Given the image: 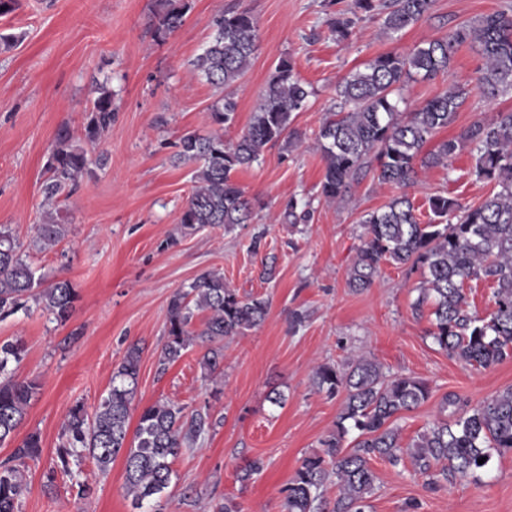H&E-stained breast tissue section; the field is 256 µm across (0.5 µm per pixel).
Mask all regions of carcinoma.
<instances>
[{
	"label": "carcinoma",
	"mask_w": 512,
	"mask_h": 512,
	"mask_svg": "<svg viewBox=\"0 0 512 512\" xmlns=\"http://www.w3.org/2000/svg\"><path fill=\"white\" fill-rule=\"evenodd\" d=\"M432 0H354L353 7L338 10L328 25L345 39L358 13L384 14L383 28L394 35L423 19ZM190 10L189 0H157V29L167 35L179 29ZM212 37L195 61V69L218 89L226 90L248 70L258 48L256 22L246 9L226 10L209 22ZM469 45L480 56L474 85L455 84L426 101L420 108L400 109L401 90L415 80H433L448 72L453 54ZM488 98L512 91V15L493 12L474 24L448 28L443 36L408 52L387 51L350 72L338 83L336 99L327 109L316 149L325 162L320 195L327 202L343 200L349 184L368 171L379 182L407 186L417 182L419 170L444 165L467 148L475 157V174L498 190L477 206H463L442 195L428 199L430 222H419L413 202L405 195L392 198L382 209L365 214V240L353 264L349 287L360 290L374 283L383 263L420 270L413 315L425 308L434 316L433 342L449 355L472 366L488 369L512 357V111L494 120H477L458 136L424 151L433 134L454 120L472 91ZM313 90L295 72L291 58L278 61L246 131L237 141H224V125L233 121L237 102L223 95L212 107L211 119L219 129L208 136L188 133L181 137L177 159L197 164L193 191L180 217L187 230L206 225L247 224L253 204L233 180V173L258 161L262 150L279 142L287 147L301 141L292 128V115L303 110ZM115 108L112 90L103 86L87 116L85 137L97 142L112 128ZM88 165L87 151L62 128L46 161L44 185L48 201L71 193ZM311 219L308 204L290 198L283 220L305 224ZM65 235L64 225L51 219L36 225L41 249L56 245ZM20 243L0 229V316L11 315L32 301L66 321L77 294L67 280L48 282L35 276L19 256ZM484 280L492 287L493 310L480 317L469 309L464 291L468 280ZM207 310L205 328H191L194 311ZM269 309L263 297L241 296L226 287L224 274L200 273L168 303L167 339L159 365L179 361L197 338L211 346L201 359L207 371L224 360L221 342L260 326ZM25 349L20 341L0 345V444L11 441L40 391L35 379L18 380L12 366ZM141 348H127L112 373L107 396L93 414L76 403L64 422L66 441L57 449L58 467L46 473L54 483L57 471L71 472L70 462L91 457L107 470L119 454L125 458V486L140 512H157L155 504L172 483L173 461L192 447L212 427L209 414H186L174 401L144 408L133 440H128L131 404L139 376ZM314 384L329 395L345 393L336 422V434L322 442L323 450L305 457L285 489L284 512H367L376 489L371 461L393 467L410 461L425 486L437 490L456 480H481L494 456L512 452V387H507L451 420L439 418L411 443L401 442L396 417L412 411L431 397L429 383L417 376L391 377L377 362L360 357L342 367L316 368ZM357 432L352 446L342 445ZM42 452L39 433L31 432L0 463V512H17L27 489L21 466ZM486 458L482 464L481 458ZM336 478L339 493L332 506L323 497L325 484Z\"/></svg>",
	"instance_id": "cac0c4a2"
}]
</instances>
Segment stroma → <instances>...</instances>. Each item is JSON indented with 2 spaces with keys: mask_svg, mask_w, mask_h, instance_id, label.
Instances as JSON below:
<instances>
[{
  "mask_svg": "<svg viewBox=\"0 0 512 512\" xmlns=\"http://www.w3.org/2000/svg\"><path fill=\"white\" fill-rule=\"evenodd\" d=\"M353 0H191L181 28L155 36V0H15L0 15V226L21 244L24 258L46 279L70 281L78 298L69 319L57 323L41 306L0 318V343L21 340L26 348L18 378H38L41 389L19 428L36 432L42 454L24 468L27 491L18 512H133L124 465L115 460L100 471L91 458L45 475L64 441L63 423L75 403L94 412L112 373L130 345L142 349L132 416L160 400L187 411L209 410L213 426L173 463L176 477L161 501L162 512H213L235 502L240 512H283V488L304 457L320 451L336 431L343 396L331 397L313 384L315 369L339 365L353 355L378 362L391 376L414 375L432 389L429 401L402 413L403 443L439 416L444 396L474 407L512 386V358L478 369L451 357L433 342L430 316L416 317L419 272L382 264L371 288L352 291L348 279L364 240L361 218L405 194L420 221H428L433 195L480 204L495 191L477 179L470 151L447 167L420 172L401 189L374 175L353 182L341 203L320 195L324 161L313 141L337 83L376 55L444 35L449 26L470 24L494 11L512 13V0H434L427 16L396 39L382 33L378 13L360 14L347 40H336L327 21L335 8ZM250 11L258 26V48L233 88L237 111L224 129L239 139L279 59L291 57L295 71L314 94L296 113L303 134L297 147H267L258 162L234 180L254 203L251 223L213 225L194 232L180 228L193 187V164L176 162L179 140L188 131L214 132L210 110L221 92L193 62L211 36V17L230 6ZM480 62L459 47L446 75L409 82L404 107L412 111L455 83H469ZM113 93L112 127L88 146L91 164L70 196L59 197L55 218L63 239L42 250L35 226L43 219L44 164L56 134L68 128L84 142V126L99 86ZM512 110V92L487 99L472 92L430 146L457 136L474 121H490ZM311 202L313 219L287 224L281 217L289 198ZM274 262L273 276L264 273ZM206 270L223 273L239 295H258L269 313L258 328L225 338L224 361L202 369L207 349L197 342L176 363L160 369L166 340L168 302L174 292ZM304 321L291 326L294 313ZM285 397L272 405L271 391ZM263 459L261 473L240 481L241 467ZM378 476L369 512H512V454L494 457L481 481L459 480L431 491L412 467L373 461ZM87 495H80V487Z\"/></svg>",
  "mask_w": 512,
  "mask_h": 512,
  "instance_id": "stroma-1",
  "label": "stroma"
}]
</instances>
